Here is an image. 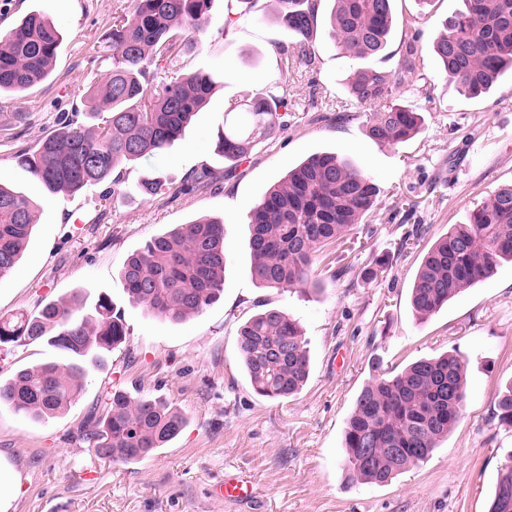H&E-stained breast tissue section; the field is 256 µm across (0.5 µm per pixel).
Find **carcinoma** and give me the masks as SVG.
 Returning a JSON list of instances; mask_svg holds the SVG:
<instances>
[{
  "label": "carcinoma",
  "instance_id": "carcinoma-1",
  "mask_svg": "<svg viewBox=\"0 0 512 512\" xmlns=\"http://www.w3.org/2000/svg\"><path fill=\"white\" fill-rule=\"evenodd\" d=\"M321 0H276V23L292 40L279 47L285 70L314 72ZM325 16L329 37L357 58L387 55L394 0H331ZM211 0H135L112 17L107 43L112 66L86 95L95 132L79 113L62 112L55 131L17 155L19 164L48 195L75 194L112 180L124 182L122 167L165 154L205 106L213 88L204 72H187L179 45L211 23ZM465 8L442 22L433 51L449 79L471 97L486 93L512 68V0H464ZM62 33L40 13L0 34V92L20 96L51 73ZM420 67L415 45L402 47L391 71L366 67L347 78L350 105L384 108L366 117V134L397 145L414 137L423 122L415 110L386 104L403 76ZM282 94H255L243 112L224 117L217 151L236 169L254 146L288 129V79ZM218 181L203 164L185 178L186 188ZM172 190L157 173L141 176L136 193L144 201ZM373 177L336 152L309 156L259 199L249 214L251 273L267 288L312 281L318 252L342 239L376 206ZM34 205L0 184V279L15 268L34 226ZM512 264V186L500 189L438 239L423 257L410 293L416 318L439 312L464 290ZM224 221L195 220L152 237L129 254L119 278L128 299L172 322L202 313L224 294ZM128 331L112 301L92 306L81 293L49 301L35 312L0 316V345L45 342L56 360L18 370L0 382V405L32 420L54 418L81 396L90 369L126 342ZM239 358L250 386L268 398L298 393L310 373V356L297 320L276 307L261 310L237 332ZM374 375L358 394L343 436L347 481L381 485L409 464L427 459L456 425L466 398L467 367L458 354L421 358L398 373L372 363ZM499 421L512 426V383L496 397ZM167 402L124 390H105L80 432L100 459L140 461L164 447L185 427ZM488 512H512V463L498 473Z\"/></svg>",
  "mask_w": 512,
  "mask_h": 512
}]
</instances>
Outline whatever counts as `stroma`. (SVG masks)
Listing matches in <instances>:
<instances>
[{
	"label": "stroma",
	"mask_w": 512,
	"mask_h": 512,
	"mask_svg": "<svg viewBox=\"0 0 512 512\" xmlns=\"http://www.w3.org/2000/svg\"><path fill=\"white\" fill-rule=\"evenodd\" d=\"M225 0H212V22L182 56L189 70L212 75L211 98L184 135L160 157L130 165L127 187L156 171L174 192L143 201L117 196L111 183L49 197L18 165L19 150L51 133L59 113L85 111L90 81L109 67L103 50L115 12L132 0H0V32L38 12L62 30L50 76L24 93L0 96V182L36 208V224L13 272L0 280V315L33 312L51 300L109 296L130 336L107 354L62 415L40 421L0 408V454L22 475L13 512H487L498 472L512 456V428L500 424L495 400L512 381V264L466 290L432 317L417 319L408 296L433 242L500 188L512 185V69L479 97L448 80L433 55L443 20L462 0H394L389 70L407 41L424 62L394 100L424 118L412 139H370L363 112H348L345 79L357 66L319 29L320 67L283 73L277 47L287 31L274 21L275 0H255L222 34ZM288 80L294 120L258 146L232 175L215 150L229 104ZM27 113L26 125L14 115ZM337 151L374 176L380 196L344 244L324 249L315 281L266 288L250 273L247 215L264 193L308 156ZM207 164L223 172L217 186L178 192L188 173ZM224 221V294L202 314L171 323L130 304L118 271L150 238L199 217ZM415 238L402 248L407 233ZM376 269L365 279V269ZM267 307L296 318L307 341L311 374L300 393L281 401L257 395L245 378L237 331ZM457 350L467 363L460 419L432 456L382 486L348 483L343 432L373 359L397 372L412 361ZM44 343L0 346V380L57 357ZM157 397L179 410V436L136 464L98 459L80 433L105 383ZM254 482L258 502L212 497L225 476Z\"/></svg>",
	"instance_id": "35a3bbf8"
}]
</instances>
